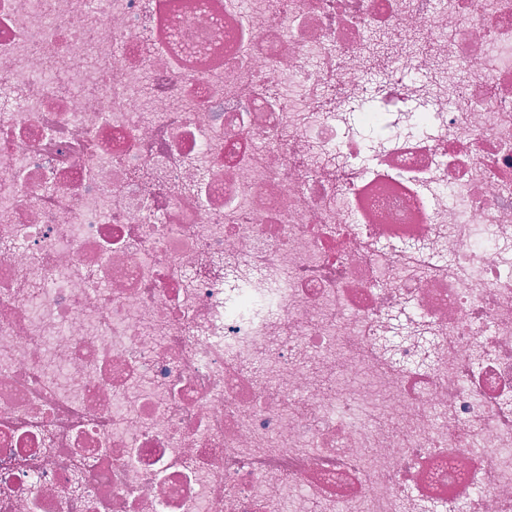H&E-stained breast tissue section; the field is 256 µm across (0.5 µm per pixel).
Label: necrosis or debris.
Returning a JSON list of instances; mask_svg holds the SVG:
<instances>
[{"instance_id": "1", "label": "necrosis or debris", "mask_w": 512, "mask_h": 512, "mask_svg": "<svg viewBox=\"0 0 512 512\" xmlns=\"http://www.w3.org/2000/svg\"><path fill=\"white\" fill-rule=\"evenodd\" d=\"M460 504L512 512V0H0V512Z\"/></svg>"}]
</instances>
